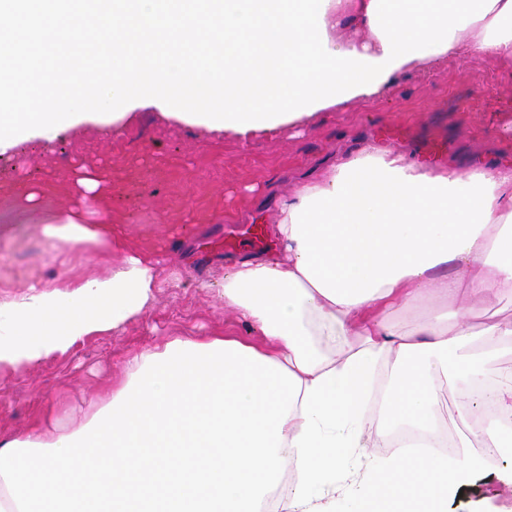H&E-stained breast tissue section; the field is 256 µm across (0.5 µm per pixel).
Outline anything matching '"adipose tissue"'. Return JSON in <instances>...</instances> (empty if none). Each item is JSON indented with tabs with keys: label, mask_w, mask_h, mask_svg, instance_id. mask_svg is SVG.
<instances>
[{
	"label": "adipose tissue",
	"mask_w": 512,
	"mask_h": 512,
	"mask_svg": "<svg viewBox=\"0 0 512 512\" xmlns=\"http://www.w3.org/2000/svg\"><path fill=\"white\" fill-rule=\"evenodd\" d=\"M512 63V0H0V149L146 105L242 141L390 88L443 57ZM288 258L227 269L225 310L264 342L178 336L128 355L70 430L0 437V512H257L297 478L292 512H324L349 451L396 434L349 512H446L490 448H511L512 377L457 455L429 457L443 383L490 375L512 320V170H426L367 147L279 203ZM44 237L110 259L106 273L20 279L0 295V369L20 374L142 316L160 286L119 225L61 212ZM415 311L404 329L396 312ZM397 366L375 434L365 397ZM500 319H512V299L504 298L473 311L472 321L483 325Z\"/></svg>",
	"instance_id": "ef3b65f1"
}]
</instances>
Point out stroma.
I'll use <instances>...</instances> for the list:
<instances>
[{
  "instance_id": "1",
  "label": "stroma",
  "mask_w": 512,
  "mask_h": 512,
  "mask_svg": "<svg viewBox=\"0 0 512 512\" xmlns=\"http://www.w3.org/2000/svg\"><path fill=\"white\" fill-rule=\"evenodd\" d=\"M511 122L512 66L451 59L407 73L385 95L353 100L247 143L140 107L112 128L86 121L0 153V284L21 274L87 272L83 261L60 265L45 257L41 227L65 209L80 212L85 224L107 213L123 225L131 248L150 254L164 281L148 312L112 335L24 374L1 370L0 433L24 435L50 404L59 405L62 426L80 427L111 367L166 337L228 331L259 340L257 328L224 310V269L243 252L207 256L204 245L239 225L260 224L269 243L263 258H281L272 231L280 200L296 181L317 180L336 156L374 145L464 175L512 167V137L501 133ZM83 167L106 176V198L78 195L76 172ZM23 185L40 189L37 208L24 204ZM511 477L512 457H497L491 470L470 477L462 496L449 497L448 512H512V494L476 496L481 485L500 487Z\"/></svg>"
}]
</instances>
